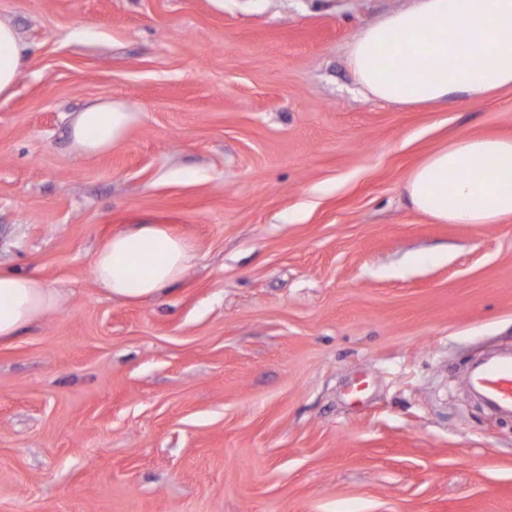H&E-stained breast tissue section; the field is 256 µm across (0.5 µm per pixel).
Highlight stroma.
<instances>
[{
  "instance_id": "1",
  "label": "stroma",
  "mask_w": 512,
  "mask_h": 512,
  "mask_svg": "<svg viewBox=\"0 0 512 512\" xmlns=\"http://www.w3.org/2000/svg\"><path fill=\"white\" fill-rule=\"evenodd\" d=\"M410 0H0V272L59 307L0 344V512H512V418L461 380L512 348V220L404 192L450 140L512 137V88L399 108L356 32ZM140 114L84 157L86 104ZM194 247L146 302L94 252L142 218ZM29 46L10 18L0 16V98H10L25 72Z\"/></svg>"
}]
</instances>
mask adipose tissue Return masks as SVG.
<instances>
[{
    "label": "adipose tissue",
    "mask_w": 512,
    "mask_h": 512,
    "mask_svg": "<svg viewBox=\"0 0 512 512\" xmlns=\"http://www.w3.org/2000/svg\"><path fill=\"white\" fill-rule=\"evenodd\" d=\"M28 51L12 20L0 16V98L13 96ZM348 63L367 95L391 105L482 100L512 88V0H414L364 27L349 46ZM138 118L112 101L92 102L70 120L72 147L88 157L108 152ZM404 191L416 211L443 224L510 220L512 138H457L415 166ZM192 258L185 239L144 219L94 253L91 273L109 296L142 302L177 282ZM60 302L38 278L0 272V342Z\"/></svg>",
    "instance_id": "1"
}]
</instances>
